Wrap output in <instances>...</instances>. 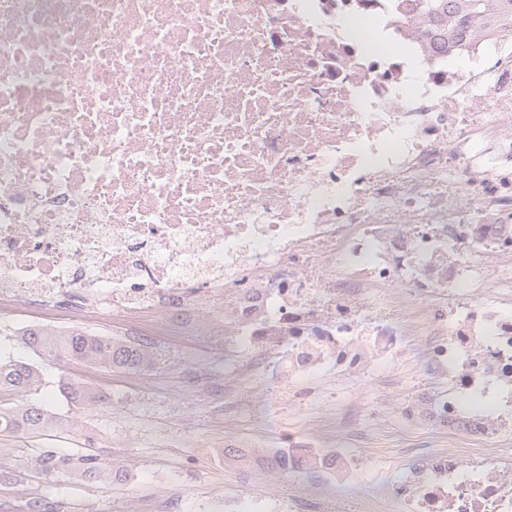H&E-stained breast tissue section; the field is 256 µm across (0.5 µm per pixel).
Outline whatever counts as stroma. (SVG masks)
<instances>
[{"mask_svg":"<svg viewBox=\"0 0 512 512\" xmlns=\"http://www.w3.org/2000/svg\"><path fill=\"white\" fill-rule=\"evenodd\" d=\"M0 320V358L23 359L44 373L35 393L41 407L63 418L66 429L47 436L0 437V512H138L142 504L169 500L171 512H214L216 491L248 494L245 475L224 469L217 438L274 437L276 423L246 413L217 414L215 398L186 390L185 366L206 374L221 355L204 341L173 342L161 351L156 375L138 378L69 360L57 362L24 347ZM78 380L110 397L105 407L70 402L60 380ZM60 457L91 452L119 473L118 483H69L41 473L43 453Z\"/></svg>","mask_w":512,"mask_h":512,"instance_id":"obj_1","label":"stroma"}]
</instances>
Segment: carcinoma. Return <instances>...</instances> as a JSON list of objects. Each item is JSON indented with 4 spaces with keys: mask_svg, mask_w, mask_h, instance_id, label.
Segmentation results:
<instances>
[{
    "mask_svg": "<svg viewBox=\"0 0 512 512\" xmlns=\"http://www.w3.org/2000/svg\"><path fill=\"white\" fill-rule=\"evenodd\" d=\"M396 7L416 11L427 18L426 34L449 57H458L462 48L483 33L499 27L512 28V0H395ZM22 344L60 361L78 358L106 370H136L145 363L143 350L135 345L114 342L103 336H91L81 330L56 334L43 328H30L20 336ZM40 372L21 360L0 361V393L17 397L38 391ZM67 399L79 405H98L107 398L80 382L60 384ZM64 423L40 405L29 401L0 407V436L59 431ZM49 474L70 475L81 481H110L106 466L91 454L61 458L46 454L39 460Z\"/></svg>",
    "mask_w": 512,
    "mask_h": 512,
    "instance_id": "obj_1",
    "label": "carcinoma"
}]
</instances>
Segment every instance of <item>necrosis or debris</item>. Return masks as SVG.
Masks as SVG:
<instances>
[{"instance_id": "obj_1", "label": "necrosis or debris", "mask_w": 512, "mask_h": 512, "mask_svg": "<svg viewBox=\"0 0 512 512\" xmlns=\"http://www.w3.org/2000/svg\"><path fill=\"white\" fill-rule=\"evenodd\" d=\"M423 26L386 0H0V312L223 349L194 388L262 389L279 426L226 461L312 478L224 512H512V33L452 70ZM344 385L370 399L340 415ZM369 412L451 439L383 451Z\"/></svg>"}]
</instances>
